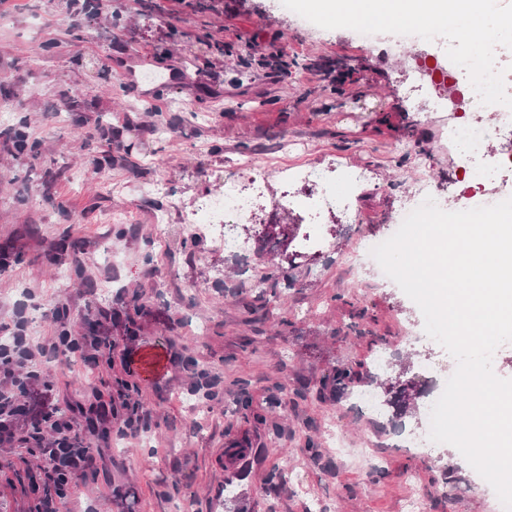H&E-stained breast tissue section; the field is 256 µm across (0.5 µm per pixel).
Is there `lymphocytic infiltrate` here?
<instances>
[{
    "label": "lymphocytic infiltrate",
    "instance_id": "1",
    "mask_svg": "<svg viewBox=\"0 0 512 512\" xmlns=\"http://www.w3.org/2000/svg\"><path fill=\"white\" fill-rule=\"evenodd\" d=\"M104 341L100 331L74 336L63 330L35 339L19 311L10 320H0V440L39 454L41 464L30 488L41 493L44 512H53V497L74 494L78 479L94 468L95 457L85 446L74 416L45 405H26L25 398L38 390L53 391L55 382L45 373L46 364L81 361L88 350H101ZM89 413L95 419V436L107 447L113 435L136 441L151 427L149 412L123 388L109 401L91 405Z\"/></svg>",
    "mask_w": 512,
    "mask_h": 512
}]
</instances>
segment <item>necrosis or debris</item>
<instances>
[{
  "instance_id": "4bbe7bcc",
  "label": "necrosis or debris",
  "mask_w": 512,
  "mask_h": 512,
  "mask_svg": "<svg viewBox=\"0 0 512 512\" xmlns=\"http://www.w3.org/2000/svg\"><path fill=\"white\" fill-rule=\"evenodd\" d=\"M413 71L419 84L434 93L436 104L441 110L459 115L450 128V135L462 146L468 159L463 179L469 185L465 195L447 196L438 186L424 181L415 190L413 203L421 204L430 196L446 211L490 205L491 200L485 195V186L496 179L512 176V152L501 157L497 169L493 171L483 168L478 159L483 155L486 144L495 139L503 128H512V113L501 111L496 104H481L466 71L461 67H454L451 72L444 74L420 62L414 65ZM238 167L248 175V189L243 190L233 185L210 195L192 220L193 229L218 231L225 251L242 250L243 244L233 233L232 227L251 222L255 197L264 192L269 179L273 177L288 184H312L315 191L304 199L303 204L314 215L338 212L350 219L355 214L353 204L358 196L359 185L356 174H348L349 190L339 194L324 171L317 167L286 168L271 172L260 168L249 155L240 158Z\"/></svg>"
}]
</instances>
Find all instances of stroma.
I'll list each match as a JSON object with an SVG mask.
<instances>
[{
	"mask_svg": "<svg viewBox=\"0 0 512 512\" xmlns=\"http://www.w3.org/2000/svg\"><path fill=\"white\" fill-rule=\"evenodd\" d=\"M67 3L0 0V243L14 247L0 318L25 288L36 336L63 323L82 335L118 306L113 361L48 365L50 402L86 407L124 380L152 425L132 447L90 440L97 466L55 512H408L415 497L426 512H497L455 447L407 444L455 359L394 281L345 263L392 232L416 180L462 190L453 113L432 111L388 44L301 24L276 0H94L79 15ZM277 49L292 63L265 77L258 61ZM18 130L37 153L14 149ZM244 154L271 169L363 170L361 223L331 217L306 248L304 217L273 180L239 227L244 250L225 253L188 224L202 197L239 183ZM158 180L165 193L150 192ZM269 224L285 231L275 249L262 245ZM275 278L294 282L284 299ZM349 363L364 365L361 382L323 396ZM203 368L218 377L210 399L194 390ZM408 381L420 395L399 415L385 390ZM364 389L377 410L358 406ZM20 455L0 445V512H37L24 469L39 459Z\"/></svg>",
	"mask_w": 512,
	"mask_h": 512,
	"instance_id": "stroma-1",
	"label": "stroma"
}]
</instances>
